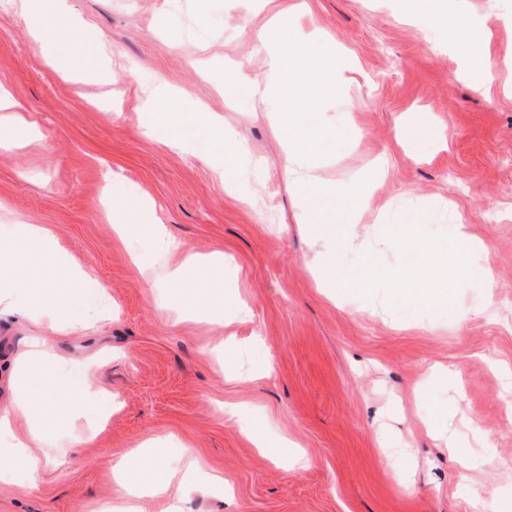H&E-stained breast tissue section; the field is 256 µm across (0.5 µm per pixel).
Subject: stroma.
Wrapping results in <instances>:
<instances>
[{"instance_id": "35a3bbf8", "label": "stroma", "mask_w": 512, "mask_h": 512, "mask_svg": "<svg viewBox=\"0 0 512 512\" xmlns=\"http://www.w3.org/2000/svg\"><path fill=\"white\" fill-rule=\"evenodd\" d=\"M451 7L496 71L483 91L462 49L401 0H63L57 27L99 34L95 47L40 45L22 0L0 9V85L29 125L0 142V240L14 224L48 226L112 302L108 319L80 302L77 326L1 312L0 410L10 364L37 338L59 376L90 366L118 401L93 436L90 412L45 424L35 483L1 481L0 512H105L121 498L113 462L147 441L195 469L166 496L135 500L137 512H512V0ZM277 13L342 62L319 120L345 142L324 175L373 180L357 231L382 266L418 256L389 238L380 212L414 211L423 234L445 241L465 224L489 282L460 280L440 309L383 286L341 303L316 287L274 106L249 92L267 75L259 34ZM74 58L108 64L111 89L73 80ZM158 80L172 108L216 116L246 143L234 191L209 143L183 152L145 134L139 88ZM108 175L150 198L186 250L234 257L218 309L183 319L158 243L113 233ZM253 428L287 439L307 465L261 453Z\"/></svg>"}]
</instances>
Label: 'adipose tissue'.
<instances>
[{"label":"adipose tissue","instance_id":"obj_1","mask_svg":"<svg viewBox=\"0 0 512 512\" xmlns=\"http://www.w3.org/2000/svg\"><path fill=\"white\" fill-rule=\"evenodd\" d=\"M403 6L406 11L425 15L447 31L450 42L464 47L465 72L476 88L495 80L483 50L474 45L472 37H461L458 19L449 14L447 0H403ZM170 96V88L161 82L142 88L141 105L153 115L150 133L167 136L170 144L180 150L188 149L196 139H211L215 147L214 170L225 188H233L234 164L245 154L244 144L233 132L218 130L207 115L191 117L182 111H162V104ZM102 192L113 212L123 217L122 223L113 227L119 237L146 234L164 243L168 256L165 275L169 283L182 289L185 313L196 317L202 310L214 307L217 300L213 291L224 283L227 257L221 253L199 255L185 251L165 225L151 222V204L134 188L119 194L107 180ZM91 282V277L70 262L51 231L42 225H15L9 248H0V285L7 288V300L20 312H50L58 321H68L65 297ZM11 384L14 399L9 409L0 412V432L11 430L13 424L21 421L28 438L0 452V476L12 475L31 482L36 478V463L29 452L30 444L39 441L43 423L56 419L60 408H74L84 401L88 379H59L53 356L35 349L18 362ZM166 454V449L151 447L138 452L131 462L114 466L113 474L125 496L168 489L176 472L157 463Z\"/></svg>","mask_w":512,"mask_h":512}]
</instances>
